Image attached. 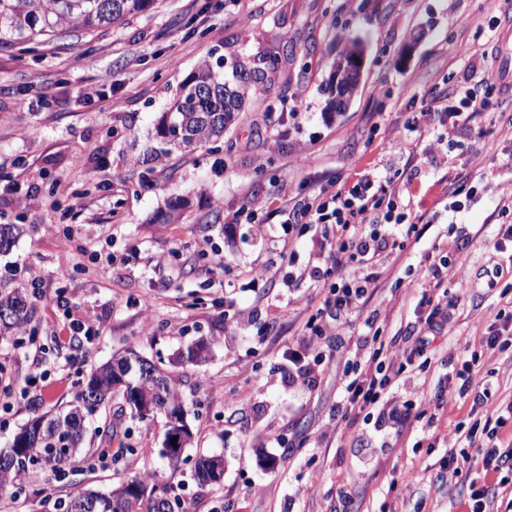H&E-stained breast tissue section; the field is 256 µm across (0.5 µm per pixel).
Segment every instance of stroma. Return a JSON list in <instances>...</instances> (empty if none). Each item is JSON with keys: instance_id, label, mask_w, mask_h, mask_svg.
I'll return each mask as SVG.
<instances>
[{"instance_id": "stroma-1", "label": "stroma", "mask_w": 512, "mask_h": 512, "mask_svg": "<svg viewBox=\"0 0 512 512\" xmlns=\"http://www.w3.org/2000/svg\"><path fill=\"white\" fill-rule=\"evenodd\" d=\"M511 17L512 0H154L105 31L74 32L31 52L0 48V224L28 227L0 254V283L30 270L42 277L34 343L0 340V448L31 417L71 402L86 373L114 353L131 347L166 363L202 339L206 364L172 372L195 434L189 456H224L218 485L198 484L188 464L170 471L158 455L164 416L137 421L117 398L91 423L86 445L98 447V430L112 428L119 462L63 479L47 472L41 496L1 491L0 512H45L43 496L106 490L143 474L170 482L197 512H464L469 484L441 465L482 390L441 405L434 395L480 351L481 327L512 302V252L487 244L512 223L496 208L497 185L512 180V97L488 98L473 132L451 143L410 127L430 95L464 85L482 52L512 55V30L502 27ZM354 37L366 45L358 92L346 112L331 114L330 63ZM275 44L297 52L270 89L247 100L225 142L148 160L161 113L201 62L228 75ZM303 45L309 55L299 54ZM298 103L301 114L289 117ZM368 168L400 171L403 199L425 220L400 257L355 267L356 276H376L365 315L390 350L410 348L424 257L436 249L453 264L448 291L459 297L453 329L427 353L429 368L389 394L395 405L411 402V419L380 430L360 415L337 421L347 362L366 349L355 335L307 336L328 291L289 282L280 266L289 248L296 270L330 266L320 227L298 236L284 224L231 221L253 199H303ZM465 175L470 188L449 213L447 182ZM176 197L189 206L163 223ZM259 270L265 279L252 283ZM73 319L95 334L70 337ZM290 349L340 360L311 382L292 381ZM482 370L488 407L512 400V346L487 356ZM427 431L430 448L419 444ZM258 484L264 494H252Z\"/></svg>"}]
</instances>
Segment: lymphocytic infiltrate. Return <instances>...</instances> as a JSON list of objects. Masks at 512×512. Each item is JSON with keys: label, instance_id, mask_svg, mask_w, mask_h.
I'll return each mask as SVG.
<instances>
[{"label": "lymphocytic infiltrate", "instance_id": "1", "mask_svg": "<svg viewBox=\"0 0 512 512\" xmlns=\"http://www.w3.org/2000/svg\"><path fill=\"white\" fill-rule=\"evenodd\" d=\"M497 81L491 69L471 72L463 92L431 97L415 126L416 131L438 128L451 139L462 134L466 124L483 107L477 97L478 88L496 89ZM398 200L399 191L394 179L368 169L354 183L333 182L296 203L283 198L269 211L257 202L239 208L232 218L236 224L259 220L269 224L277 219L292 231L305 230L311 224L334 226L330 249L335 256L338 274L330 285V295L324 307L336 331L356 326L362 336L372 342L357 372L344 378L341 404L344 412H356L368 419L384 416L387 395L403 375L425 370L423 357L429 338L452 327L451 311L456 305L455 298L448 295L452 267L447 257L436 256L426 269L431 292L419 299L429 311L416 321L414 345L405 353L403 362L394 363L388 354V343L375 328L373 320L363 318L370 280L346 275L344 269L353 262L366 263L391 248L405 249L406 238L416 234L417 226L411 223L408 214L399 211ZM511 421L512 402L482 412L470 418L467 424L464 431L466 449L448 452L449 476L465 475L470 479L469 512H491L494 496L487 484L488 478L512 472V447L503 436L504 428Z\"/></svg>", "mask_w": 512, "mask_h": 512}]
</instances>
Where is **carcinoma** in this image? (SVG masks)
<instances>
[{"label":"carcinoma","mask_w":512,"mask_h":512,"mask_svg":"<svg viewBox=\"0 0 512 512\" xmlns=\"http://www.w3.org/2000/svg\"><path fill=\"white\" fill-rule=\"evenodd\" d=\"M153 0H0V48L45 44L72 31L93 32L109 29L149 9ZM363 53L360 39L348 40L332 62L327 88L326 110L344 112L356 93L360 69L349 65ZM280 54L269 53L235 69L236 82L227 81L210 63L204 62L182 84L173 105L163 113L157 136L163 144L159 156L190 152L198 146L224 140L237 123L246 99L272 85L277 77ZM27 232L24 224H0V253H8ZM34 303L20 285L0 290V338L27 332ZM208 359L207 346L197 341L178 356L182 364L201 366ZM120 398L141 422L157 415L166 417V431L159 450L169 461L186 454L193 442L188 436L172 445L170 414L184 409L177 381L168 372L155 368L146 374L139 365H126L125 356L93 369L82 381L81 390L65 408L37 415L22 425L5 448H0V489L13 479L48 466L60 468L78 458L86 424ZM193 474L201 485H217L224 477V457L200 456ZM172 485L159 484L155 476L143 475L124 480L107 491L87 490L71 495L54 508L63 512H187Z\"/></svg>","instance_id":"obj_1"}]
</instances>
